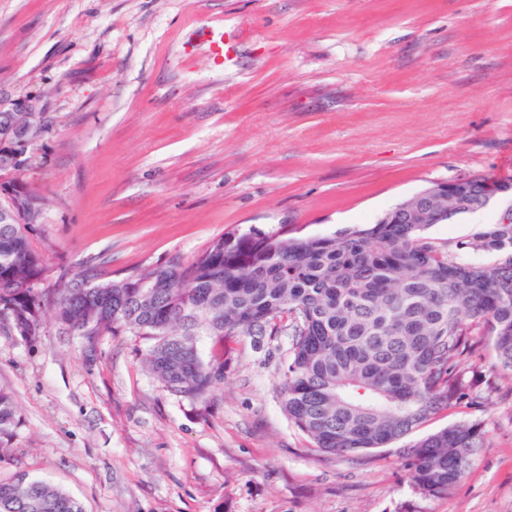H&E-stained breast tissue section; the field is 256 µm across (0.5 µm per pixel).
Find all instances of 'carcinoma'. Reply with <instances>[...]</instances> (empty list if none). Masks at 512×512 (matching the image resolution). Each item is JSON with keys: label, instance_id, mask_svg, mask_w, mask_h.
<instances>
[{"label": "carcinoma", "instance_id": "carcinoma-1", "mask_svg": "<svg viewBox=\"0 0 512 512\" xmlns=\"http://www.w3.org/2000/svg\"><path fill=\"white\" fill-rule=\"evenodd\" d=\"M41 130L33 112H0V169L20 172ZM0 194L15 214L0 220V321L33 340L50 310L85 344L137 336L148 343L143 360L164 391L207 404L224 378V340L261 335L286 319L282 407L321 452L386 448L473 403L470 358L483 340L512 373V222L455 244L500 255L488 264L463 261L421 236L485 205L477 180L449 185L426 210L411 197L366 228L304 240L280 231L222 235L188 261L122 277L92 264L73 275L61 270L52 291L41 287L49 269L30 241L41 204L17 176L0 184ZM21 426L13 396L0 389V462ZM483 443L475 423L431 434L402 449L408 479L446 494ZM0 512L84 509L66 489L20 472L0 481Z\"/></svg>", "mask_w": 512, "mask_h": 512}]
</instances>
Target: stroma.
<instances>
[{
    "label": "stroma",
    "instance_id": "stroma-1",
    "mask_svg": "<svg viewBox=\"0 0 512 512\" xmlns=\"http://www.w3.org/2000/svg\"><path fill=\"white\" fill-rule=\"evenodd\" d=\"M0 112L44 121L21 173L43 202V288L223 234L331 236L434 182H512V0H0ZM511 205L424 235L469 240ZM290 343L284 328L225 342L206 410L159 387L131 334L89 354L52 316L33 340L0 323V387L25 420L0 480L50 481L85 512H512V378L489 349L476 404L344 455L283 412ZM460 422L483 447L448 494L423 493L402 448Z\"/></svg>",
    "mask_w": 512,
    "mask_h": 512
}]
</instances>
